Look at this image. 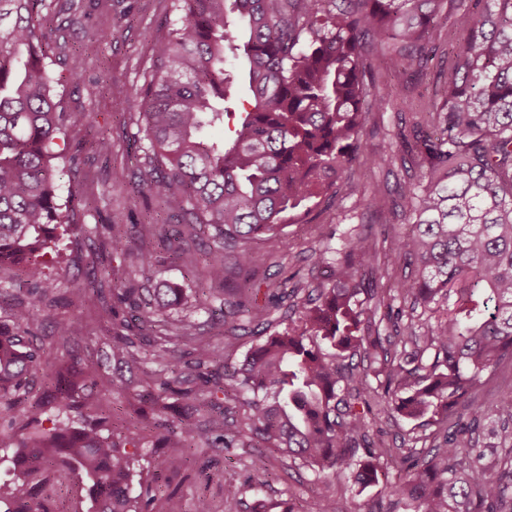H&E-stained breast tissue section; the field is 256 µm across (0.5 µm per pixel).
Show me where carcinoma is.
<instances>
[{"mask_svg": "<svg viewBox=\"0 0 512 512\" xmlns=\"http://www.w3.org/2000/svg\"><path fill=\"white\" fill-rule=\"evenodd\" d=\"M178 22L153 32L151 70L128 92L113 85L118 108L135 105L150 168L138 188L179 199L190 238L211 233L204 276L224 281V239L271 241L329 192L347 188L360 205L383 215L397 206L414 230L378 263L376 236L352 237L336 251L332 280L296 282L284 327L253 348L230 374L251 394L231 424L216 420L190 431L185 447L213 437L224 448L271 444L326 483L341 475L366 488L384 478L386 503L375 512H512V390L495 409L476 392L499 362L512 359V0H174ZM46 0H0V273L21 272L42 295L60 287L45 274L64 237L88 233L59 204L58 141L79 121L63 106L47 62L40 14ZM437 69L439 89L405 112L415 77ZM242 77L249 110L222 140L206 130L224 123V86ZM400 112L399 149L372 164H426V184L399 180L370 194L348 176L368 152L363 131L373 112ZM119 264L102 265L79 292L115 306L106 289L134 271L148 273L154 224H142L137 246L121 224L109 225ZM395 287H364L365 270ZM267 255L243 248L235 265L255 278ZM162 305L183 290L155 289ZM411 308L394 305L396 297ZM36 302L12 304L15 328L0 331V447L17 480L0 484L4 512H57L30 482L56 463L88 487L90 512H149L132 495L145 459L122 449L137 426L112 422L115 380L62 368L47 395L24 405L27 375L42 348L25 341L38 329ZM222 311L224 338L197 335L181 321L165 329L150 354L141 337H112L126 363L149 387L176 392V340L191 348L190 369L205 407L224 391V351L237 345V309ZM429 320L416 318L417 309ZM383 315H378L379 310ZM387 322L382 336L377 323ZM368 362L359 375L342 361ZM413 423L390 474L383 435L367 415ZM85 425L66 424L71 415ZM269 463L250 461L248 487L266 483ZM16 503L19 510L12 509Z\"/></svg>", "mask_w": 512, "mask_h": 512, "instance_id": "cac0c4a2", "label": "carcinoma"}]
</instances>
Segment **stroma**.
<instances>
[{"mask_svg":"<svg viewBox=\"0 0 512 512\" xmlns=\"http://www.w3.org/2000/svg\"><path fill=\"white\" fill-rule=\"evenodd\" d=\"M176 18L172 0H82L77 21L63 36L58 26L65 17L57 7L42 14V29L51 47V69L63 104L80 117L79 123L68 131L63 147L66 160L59 165L58 177L70 207L90 230L89 236L68 245L63 263L51 268L52 277L61 283L56 296L70 299L73 289L82 286L93 269L94 252L108 236L109 225L143 224L153 217L158 221L161 237L153 242L157 258L152 272L146 277L131 278V303L119 305L116 316L97 328L93 341L66 343L56 334V325L63 316L95 317L96 309L90 304H70L51 312L44 318L40 334L46 347L58 348L60 355L95 364L98 374L123 379L125 389L113 395L112 406L115 412L139 415L147 424L135 450L150 463L145 486L156 481L161 484L153 504L155 512H165L171 501L182 512H193L200 499L207 500L213 512H224V487L229 483L244 488L236 512H251V502L257 496L271 505L289 501L300 512H314L318 483L313 472L290 466L287 456L265 444L228 452L203 444L195 455L182 458L179 440L190 429L203 424L209 417L208 411L188 410L187 400L179 396L171 399L172 404L182 407L179 415L144 402L147 389L141 384L140 371L129 368L112 352L113 337L123 334L125 324L131 321V304L145 305L150 299V288L169 281L182 288L183 299L167 310V318L191 321L204 336H223L224 324L218 321L216 310L244 302V309L236 316L242 327L239 345L224 355L227 368L238 367L252 346L279 330L285 309L272 306L271 299L280 295L282 282L295 273L305 279L329 280L335 248L340 247L344 238L360 234L364 225L373 221L371 214L361 208L357 196L339 190L298 223L288 225L279 239L265 244L264 249L272 258L259 290L244 291V275L232 263L241 244L229 241L224 245V286L211 295L201 293L199 278L172 262L162 244L163 239L180 237L185 231L180 221V203L131 189L146 166L144 152L134 146L140 124L138 109L133 106L121 112L112 101L113 85L127 89L141 86L150 70L152 51L144 38L146 31L165 32ZM91 89L96 92L92 99L87 96ZM102 130L108 131L112 139V152L108 155L99 154L95 148L96 136ZM333 227L338 230L334 237L329 234ZM264 307L269 310L266 322L262 327H254L253 314ZM259 455L268 459L271 475L255 492L246 489L245 484L248 465Z\"/></svg>","mask_w":512,"mask_h":512,"instance_id":"1","label":"stroma"}]
</instances>
